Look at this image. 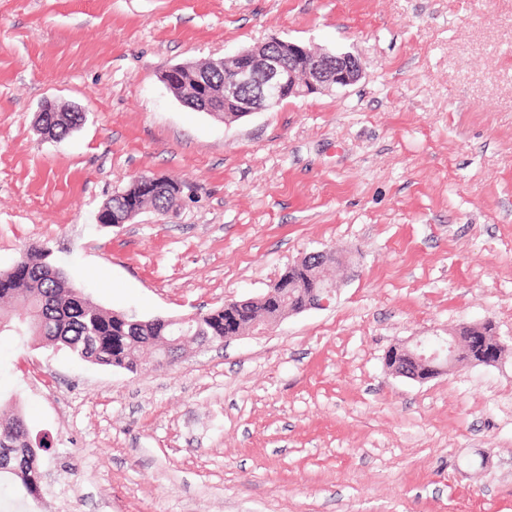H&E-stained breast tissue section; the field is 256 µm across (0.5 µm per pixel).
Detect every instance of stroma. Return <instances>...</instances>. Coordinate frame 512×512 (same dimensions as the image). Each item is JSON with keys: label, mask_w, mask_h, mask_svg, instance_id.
Returning a JSON list of instances; mask_svg holds the SVG:
<instances>
[{"label": "stroma", "mask_w": 512, "mask_h": 512, "mask_svg": "<svg viewBox=\"0 0 512 512\" xmlns=\"http://www.w3.org/2000/svg\"><path fill=\"white\" fill-rule=\"evenodd\" d=\"M273 38L362 76L229 125L162 81ZM47 100L86 122L43 139ZM142 174L181 182L173 208L98 223ZM32 244L144 318L343 261L329 307L170 367L1 337L0 399L50 446L0 512H512V0H0V270ZM485 319L501 365L384 364Z\"/></svg>", "instance_id": "stroma-1"}]
</instances>
